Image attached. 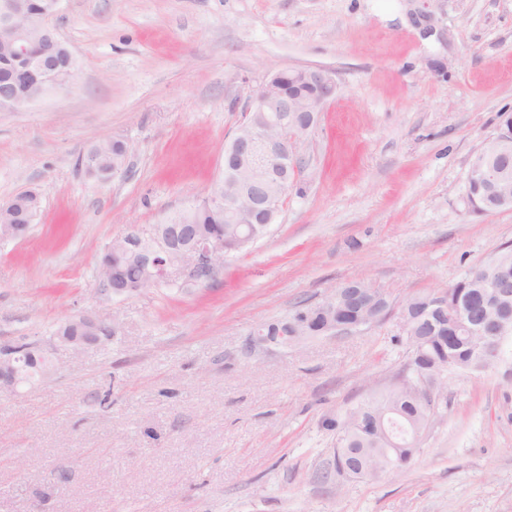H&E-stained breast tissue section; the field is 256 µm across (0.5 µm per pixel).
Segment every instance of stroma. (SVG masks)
<instances>
[{
	"label": "stroma",
	"mask_w": 512,
	"mask_h": 512,
	"mask_svg": "<svg viewBox=\"0 0 512 512\" xmlns=\"http://www.w3.org/2000/svg\"><path fill=\"white\" fill-rule=\"evenodd\" d=\"M51 24L75 84L0 112V204L42 195L0 243V347L76 315L114 330L0 391V512H512V336L492 366L448 370L409 469L373 480L337 475L333 423L403 368L399 317L252 345L346 281L398 305L512 242V210L466 197L512 117V0H63ZM304 66L339 88L269 234L209 282L101 295L104 248L205 198L247 101ZM96 138L129 146L105 181L80 162Z\"/></svg>",
	"instance_id": "1"
}]
</instances>
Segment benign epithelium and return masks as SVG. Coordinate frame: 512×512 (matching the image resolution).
Here are the masks:
<instances>
[{
	"instance_id": "obj_1",
	"label": "benign epithelium",
	"mask_w": 512,
	"mask_h": 512,
	"mask_svg": "<svg viewBox=\"0 0 512 512\" xmlns=\"http://www.w3.org/2000/svg\"><path fill=\"white\" fill-rule=\"evenodd\" d=\"M17 15L16 0H0V42L12 49L16 66L47 82L57 79V60L38 55L29 48L17 31ZM336 91L333 73L321 68H288L269 76L244 107L248 120L224 146V168L230 174L224 176V188L218 187L209 195L210 205L224 211V216L230 220L240 216V210L246 207L250 210L252 223L269 230L276 223L281 201L294 186V180H288L286 176L296 177L306 170L307 162L301 149ZM15 95L16 89L10 82L0 83L1 111H14ZM511 163L512 140L499 131L488 138L474 156L468 181L498 183L508 178ZM30 219L28 215L21 224H1L0 241L26 238L30 231L26 221ZM243 237L256 242L260 240L259 229L250 227L242 236L232 233L202 237L188 232L185 224H157L153 235L144 238L132 228L121 236L122 250L138 256L144 277L122 288L101 286L100 293L108 298L131 295L144 287L171 281L175 272L184 274L187 282L203 284L223 270L224 260L238 251ZM352 287L353 283H345L318 303L327 312L325 320L318 322L323 331L334 335L347 333L375 325L392 314L393 306L388 295L377 288L374 292L379 304L370 315L354 318L346 313L336 314L339 293ZM493 287L495 296L502 303V317L493 324L477 326L474 331L498 349L504 327L512 321V309L508 306L512 285L504 279L495 281ZM469 318L467 312L448 306V321L462 336L468 334ZM77 321L81 331L75 335L61 331L54 336L57 343L83 349L100 345L112 335V327L91 316H79ZM313 322L310 315L302 321L292 319L280 326L277 335L280 338L295 336ZM22 351L24 348L19 345L0 350V389H15L22 384L24 376L18 364V354Z\"/></svg>"
}]
</instances>
